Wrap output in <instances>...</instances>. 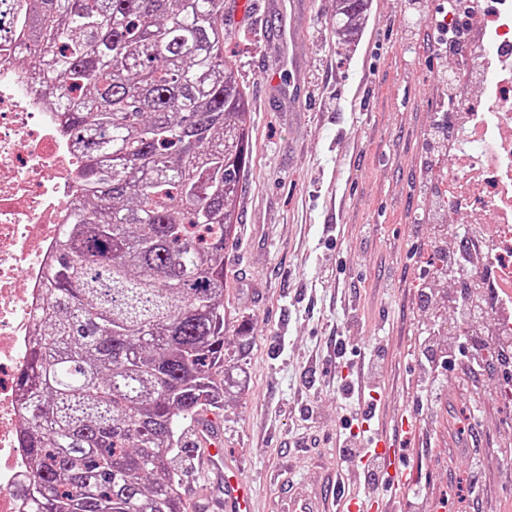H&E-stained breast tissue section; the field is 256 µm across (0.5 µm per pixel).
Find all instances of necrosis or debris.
I'll return each instance as SVG.
<instances>
[{
    "instance_id": "1",
    "label": "necrosis or debris",
    "mask_w": 512,
    "mask_h": 512,
    "mask_svg": "<svg viewBox=\"0 0 512 512\" xmlns=\"http://www.w3.org/2000/svg\"><path fill=\"white\" fill-rule=\"evenodd\" d=\"M471 21L482 30L477 43L459 46L472 76L496 106L480 111L468 103L448 106L449 158L464 157L469 169H448L452 190L439 199L447 215L465 210L458 236L483 225L485 257L469 273L481 300L487 276L512 282V210L501 203L512 183V75L498 66L512 61V0H485ZM18 42L0 43V512H28V455L22 446L26 412L19 373L30 350L36 319L64 225L82 203V164L61 113L46 89L18 65ZM497 162L485 166L487 154Z\"/></svg>"
}]
</instances>
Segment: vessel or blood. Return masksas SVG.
<instances>
[{
  "mask_svg": "<svg viewBox=\"0 0 512 512\" xmlns=\"http://www.w3.org/2000/svg\"><path fill=\"white\" fill-rule=\"evenodd\" d=\"M195 433L204 447L206 470L221 482L220 501L224 512H256L254 489L240 479L224 452L216 419L211 417L199 423ZM368 438L383 460V472L377 484L365 486L348 500L337 499L339 474L335 467L329 466L323 468L317 483L288 480L280 493V512H393V500L406 483L402 444L381 426L370 429Z\"/></svg>",
  "mask_w": 512,
  "mask_h": 512,
  "instance_id": "obj_1",
  "label": "vessel or blood"
}]
</instances>
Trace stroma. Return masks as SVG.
Returning <instances> with one entry per match:
<instances>
[{
	"label": "stroma",
	"instance_id": "stroma-1",
	"mask_svg": "<svg viewBox=\"0 0 512 512\" xmlns=\"http://www.w3.org/2000/svg\"><path fill=\"white\" fill-rule=\"evenodd\" d=\"M438 0H368L351 41L336 37V0H224L226 54L238 62L253 118L236 236L224 251V357L233 383L220 413L223 443L268 512L275 473L305 481L311 456H336L344 425L405 414L421 429L405 459L407 512H512V405L499 372L480 388L456 372L442 399L427 396L420 357L457 340L443 300L457 285L429 264L456 246V211L431 224L428 194L448 153L428 132L448 100L449 57L433 49ZM300 25L303 39L290 41ZM368 87L355 94L358 84ZM346 206L335 224L329 201ZM427 281L431 302L420 301ZM378 356L372 405L346 394L352 362ZM483 461L479 478L468 457ZM202 452L176 457L187 512H221Z\"/></svg>",
	"mask_w": 512,
	"mask_h": 512
}]
</instances>
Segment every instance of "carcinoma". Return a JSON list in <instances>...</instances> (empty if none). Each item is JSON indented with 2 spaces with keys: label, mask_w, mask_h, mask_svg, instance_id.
Returning <instances> with one entry per match:
<instances>
[{
  "label": "carcinoma",
  "mask_w": 512,
  "mask_h": 512,
  "mask_svg": "<svg viewBox=\"0 0 512 512\" xmlns=\"http://www.w3.org/2000/svg\"><path fill=\"white\" fill-rule=\"evenodd\" d=\"M366 0H336L353 35ZM83 160L21 385L30 512H184L173 452L224 406V248L251 103L224 0H0Z\"/></svg>",
  "instance_id": "obj_1"
}]
</instances>
